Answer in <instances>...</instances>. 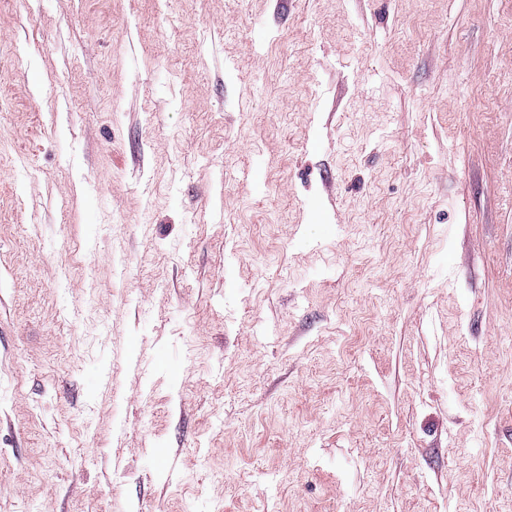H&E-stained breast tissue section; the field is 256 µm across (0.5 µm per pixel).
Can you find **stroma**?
<instances>
[{"instance_id": "35a3bbf8", "label": "stroma", "mask_w": 512, "mask_h": 512, "mask_svg": "<svg viewBox=\"0 0 512 512\" xmlns=\"http://www.w3.org/2000/svg\"><path fill=\"white\" fill-rule=\"evenodd\" d=\"M0 512H512V0H0Z\"/></svg>"}]
</instances>
